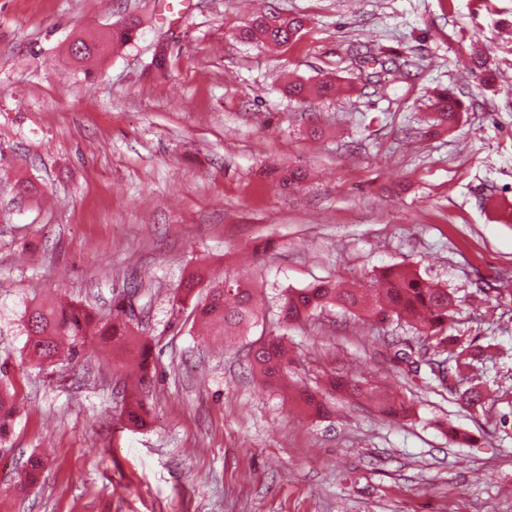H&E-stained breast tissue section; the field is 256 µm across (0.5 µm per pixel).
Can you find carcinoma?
Segmentation results:
<instances>
[{"mask_svg":"<svg viewBox=\"0 0 512 512\" xmlns=\"http://www.w3.org/2000/svg\"><path fill=\"white\" fill-rule=\"evenodd\" d=\"M139 26V21L132 20L112 27L103 39H82L80 44L84 52L72 56V59L83 63L105 54L115 46L128 45L137 39ZM303 28V19L288 17L282 20L279 27L270 29L265 24V16L261 15L240 25L238 39L244 43L286 46L297 38ZM339 90L340 86L335 80L328 78L314 87L302 81H292L285 87L288 95L303 101L311 97H329ZM433 108L439 128L449 131L460 122L462 106L453 94H437ZM181 285L183 288L173 300V310L181 312L187 300L194 301L189 317L208 326L214 336L244 335L259 317L256 288L234 274L226 273L224 282L213 284L205 277L204 269L196 268L187 273ZM329 306L366 315L387 314L405 322L434 354L443 356L445 362L453 361V370L446 374L441 370L430 369L445 387L448 381L462 376L475 363L493 358L498 347L492 338L474 348L448 335V319L455 307L453 295L448 289L423 279L404 264L382 270L369 284L357 288L323 282L289 292L280 305L279 324L286 327L306 321L317 310ZM23 327L26 336L24 348L29 357L44 370L55 367L63 360L79 357L89 340L97 334L112 337L115 347L139 345L135 313L123 294L113 298L112 320L103 325L99 324L97 314L84 305L36 302L25 309ZM284 338L285 335L280 334L269 339L252 356L254 368L264 385L288 383L293 359L288 355ZM446 353L451 354V358L444 357ZM147 386L148 376L144 374L130 391L123 412L124 421L129 427L142 428L147 424L148 412L141 397ZM326 389L331 394L367 400L390 416L409 418L413 413L411 403L366 381L349 379L336 371L327 376ZM298 398L305 409L317 416L329 413L327 403L307 389L300 390ZM19 408L17 388L6 378V371L3 370L0 372V439L9 431ZM42 468L41 457L31 455L16 489L22 490L34 484Z\"/></svg>","mask_w":512,"mask_h":512,"instance_id":"obj_1","label":"carcinoma"}]
</instances>
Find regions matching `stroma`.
Returning <instances> with one entry per match:
<instances>
[{"label":"stroma","mask_w":512,"mask_h":512,"mask_svg":"<svg viewBox=\"0 0 512 512\" xmlns=\"http://www.w3.org/2000/svg\"><path fill=\"white\" fill-rule=\"evenodd\" d=\"M254 10L307 26L279 50L241 44ZM129 14L132 45L69 59ZM326 77L351 94L283 91ZM443 89L465 112L433 133ZM0 153V362L22 402L0 512H512V223L489 207L512 203V0H0ZM273 167L309 177L288 193ZM395 263L454 294L450 335L498 342L459 383L484 407L396 360L411 328L337 307L289 327L287 388L259 387L251 344L277 333L287 290ZM199 266L264 291L248 335L205 340L173 311ZM133 287L154 375L141 429L121 418L126 361L96 340L40 370L21 325L49 296L110 319ZM334 370L392 386L414 416L337 396L305 414L295 389ZM33 453L45 466L16 493Z\"/></svg>","instance_id":"1"}]
</instances>
